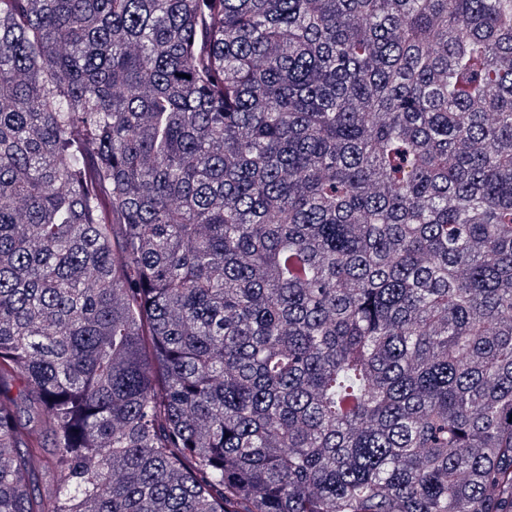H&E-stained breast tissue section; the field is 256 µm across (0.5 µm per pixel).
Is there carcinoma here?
Wrapping results in <instances>:
<instances>
[{"mask_svg": "<svg viewBox=\"0 0 512 512\" xmlns=\"http://www.w3.org/2000/svg\"><path fill=\"white\" fill-rule=\"evenodd\" d=\"M0 512H512V0H0Z\"/></svg>", "mask_w": 512, "mask_h": 512, "instance_id": "obj_1", "label": "carcinoma"}]
</instances>
